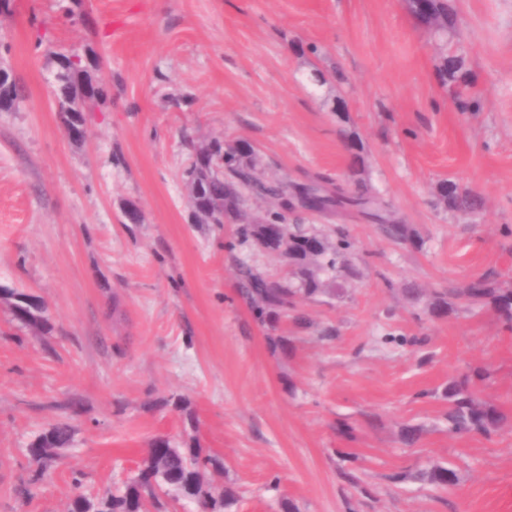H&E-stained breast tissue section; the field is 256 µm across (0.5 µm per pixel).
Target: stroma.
I'll list each match as a JSON object with an SVG mask.
<instances>
[{"instance_id":"35a3bbf8","label":"stroma","mask_w":512,"mask_h":512,"mask_svg":"<svg viewBox=\"0 0 512 512\" xmlns=\"http://www.w3.org/2000/svg\"><path fill=\"white\" fill-rule=\"evenodd\" d=\"M454 4L445 39L403 0L0 8V61L26 94L0 112V286L41 296L51 324L22 327L0 298V512H64L74 473L88 494L122 487L154 439L190 432L223 456L234 512H512V332L456 296L485 273L512 283V0ZM71 51L112 92L80 141L54 96L58 56ZM444 53L463 57L478 111H458L436 69ZM188 135L249 142L289 182L342 185L356 143L367 185L414 240L394 242L353 210L316 219L349 230L355 276L340 277L342 296L299 303L310 328L259 326L235 258L288 269L249 245L228 250L233 225L194 218ZM443 181L477 195L479 215L441 208ZM130 206L142 223H126ZM408 287L447 294L449 312L420 317ZM272 332L284 348H271ZM389 335L427 342L396 347ZM476 368L505 420L456 438L444 392ZM174 394L196 426L169 406ZM64 416L72 445L22 501L40 468L27 448ZM405 424L420 429L410 447ZM349 460L356 487L340 476ZM436 465L455 469V490L420 479Z\"/></svg>"}]
</instances>
